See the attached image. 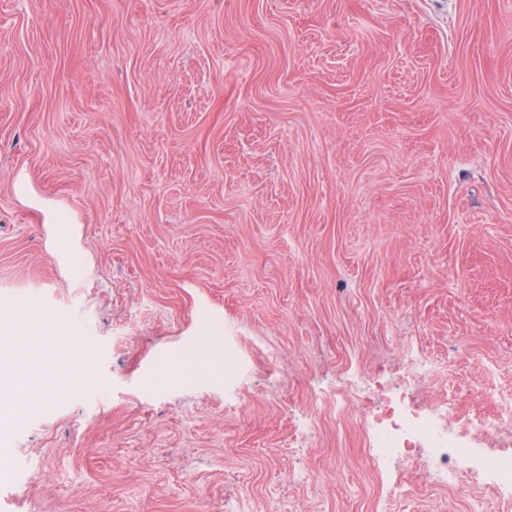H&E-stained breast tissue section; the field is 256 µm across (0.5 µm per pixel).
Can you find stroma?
I'll list each match as a JSON object with an SVG mask.
<instances>
[{
    "label": "stroma",
    "mask_w": 512,
    "mask_h": 512,
    "mask_svg": "<svg viewBox=\"0 0 512 512\" xmlns=\"http://www.w3.org/2000/svg\"><path fill=\"white\" fill-rule=\"evenodd\" d=\"M96 337L0 426V512H512L384 392L512 390V0H0V321ZM237 356L198 363V337ZM437 361L408 375L407 351ZM200 352H203L215 364H220L219 358L223 355V350L209 341L207 337L203 338L201 345L197 349L186 352L182 359L178 362L175 369H171L173 374H182L185 370L193 365L195 358ZM392 409L387 423L371 425L370 444L378 460L404 461L414 459L417 445L426 443L428 454L423 468L437 479L457 488L477 476L484 477L506 495L512 490V454H479L473 447L451 446V427L448 425L451 409L444 404L421 415L399 401ZM448 448L469 461L464 467H448Z\"/></svg>",
    "instance_id": "stroma-1"
}]
</instances>
